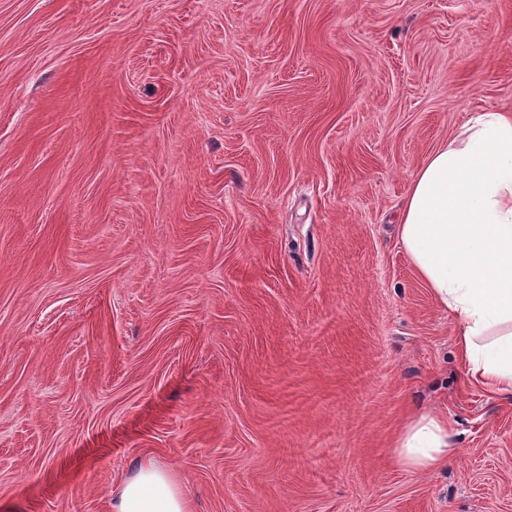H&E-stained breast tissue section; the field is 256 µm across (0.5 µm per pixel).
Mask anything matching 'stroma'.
<instances>
[{"instance_id":"obj_1","label":"stroma","mask_w":512,"mask_h":512,"mask_svg":"<svg viewBox=\"0 0 512 512\" xmlns=\"http://www.w3.org/2000/svg\"><path fill=\"white\" fill-rule=\"evenodd\" d=\"M487 110L512 0H0V512L146 460L191 512H512V398L396 234ZM451 437L448 419L424 412L406 426L397 441L395 453L406 469L434 473L458 452V448H453Z\"/></svg>"}]
</instances>
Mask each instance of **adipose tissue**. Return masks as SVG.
<instances>
[{
	"label": "adipose tissue",
	"instance_id": "adipose-tissue-1",
	"mask_svg": "<svg viewBox=\"0 0 512 512\" xmlns=\"http://www.w3.org/2000/svg\"><path fill=\"white\" fill-rule=\"evenodd\" d=\"M417 276L457 321L472 383L512 397V113L469 118L415 172L397 225ZM399 462L441 470L457 450L448 421L425 412L397 441ZM112 512H190L172 473L140 464Z\"/></svg>",
	"mask_w": 512,
	"mask_h": 512
}]
</instances>
